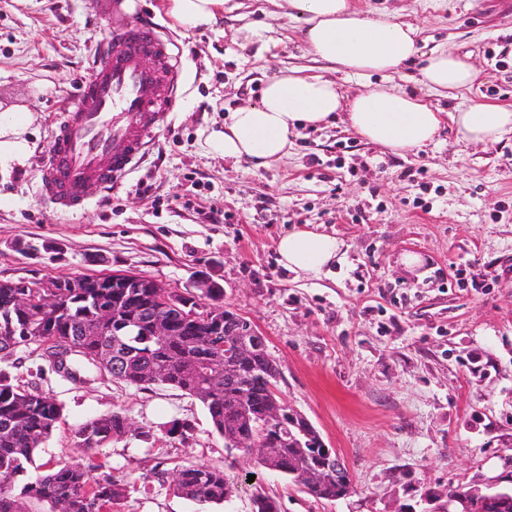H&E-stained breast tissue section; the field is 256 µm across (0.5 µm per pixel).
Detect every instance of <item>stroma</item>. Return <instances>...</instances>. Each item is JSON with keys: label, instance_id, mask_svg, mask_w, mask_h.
<instances>
[{"label": "stroma", "instance_id": "1", "mask_svg": "<svg viewBox=\"0 0 512 512\" xmlns=\"http://www.w3.org/2000/svg\"><path fill=\"white\" fill-rule=\"evenodd\" d=\"M102 0H0V115L27 112L29 151L0 169V279L135 272L171 288L204 280L265 337L278 389L353 478L336 501L228 451L197 400L140 390L84 372L73 381L25 350L0 370L53 396L63 419L28 478L57 464L105 462L129 486L121 512H399L421 495L446 504L512 474V135L483 147L441 129L437 143L396 154L361 140L346 113L291 139L262 168L212 153L228 112L257 102L265 82L305 68L348 97L394 86L443 112L459 104L512 106V0H356L367 16L419 28V48L468 56L474 83L455 96L427 90L420 60L365 82L316 61L286 0H226L218 25L187 31L166 0H125L130 18L162 27L180 65L160 70L178 106L118 190L85 189L87 207L58 212L37 192L52 132L91 78L110 20ZM264 28L265 43L240 30ZM335 236L340 259L312 276L284 268L278 240L294 229ZM417 256L416 265L404 262ZM482 281V289L471 286ZM119 412L128 435L87 452L73 433ZM190 426L169 434L172 422ZM205 462L238 484L231 501L173 494L175 466Z\"/></svg>", "mask_w": 512, "mask_h": 512}]
</instances>
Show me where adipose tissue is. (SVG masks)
I'll return each instance as SVG.
<instances>
[{
	"instance_id": "ef3b65f1",
	"label": "adipose tissue",
	"mask_w": 512,
	"mask_h": 512,
	"mask_svg": "<svg viewBox=\"0 0 512 512\" xmlns=\"http://www.w3.org/2000/svg\"><path fill=\"white\" fill-rule=\"evenodd\" d=\"M288 5L302 21L313 54L333 70L363 79L375 74L386 78L418 51L416 28L387 17H365L353 0H288ZM223 7L224 0H169L168 10L190 30L216 24ZM476 77L469 62L444 49L432 51L421 69L423 84L440 95H451ZM343 110L357 135L399 154L432 142L445 123L458 140L472 144H495L512 134V107L460 105L445 114L395 87L370 89L347 101L334 81L292 71L269 79L258 104L230 113L223 131L210 136L209 146L224 158L267 167L287 155L299 129L318 127ZM339 251L336 237L304 229L277 243L285 267L315 276Z\"/></svg>"
}]
</instances>
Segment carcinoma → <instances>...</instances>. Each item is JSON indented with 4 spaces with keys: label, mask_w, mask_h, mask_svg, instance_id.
Instances as JSON below:
<instances>
[{
    "label": "carcinoma",
    "mask_w": 512,
    "mask_h": 512,
    "mask_svg": "<svg viewBox=\"0 0 512 512\" xmlns=\"http://www.w3.org/2000/svg\"><path fill=\"white\" fill-rule=\"evenodd\" d=\"M110 280V275L56 278L62 285L61 314L53 326L46 328L39 291L18 290L12 287V280L1 279L0 354L10 355L19 348L46 352L71 346L74 351L67 364L69 378L75 380L82 368L103 371L102 365L112 356V346H119L123 351L121 371L116 374L108 369L106 374L140 390L166 387L195 398L207 410L213 429L227 446L237 435L250 431L258 433L262 448L272 441L279 443L283 456L278 473L300 485V471L313 462V457L297 447L295 430L289 424L260 429L265 400L280 401L270 390L277 386L278 370L262 357L246 370L247 380L238 385L221 381L216 389L209 374L184 367L192 357L207 362L224 355V319L232 314L224 308V289L206 288L198 295L188 288H169L164 283L158 288L104 286ZM96 283L100 287H94ZM18 291L28 295L29 303L23 308L8 306ZM105 299L116 313L117 335L99 336L89 342L80 336V331L94 325L98 307ZM168 301L192 316L188 323L177 326L186 334L179 345L158 343L147 335L150 319ZM131 317L140 322L134 336L127 335L126 320ZM62 416L63 408L53 397L16 384L9 374L0 372V512H57L63 501L68 503L69 512H119L128 485L109 473L94 475V471L103 468L101 464L84 467L63 463L16 489ZM124 421L126 417L119 412L89 419L75 430V443L87 450L102 448L113 438L130 433ZM177 471L180 480L171 488L181 498L200 504H222L235 493V484L221 467L192 463ZM308 494L318 500L334 501L340 498V488L329 476Z\"/></svg>",
    "instance_id": "carcinoma-1"
}]
</instances>
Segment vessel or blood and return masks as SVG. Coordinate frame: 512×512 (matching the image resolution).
Wrapping results in <instances>:
<instances>
[{
	"label": "vessel or blood",
	"mask_w": 512,
	"mask_h": 512,
	"mask_svg": "<svg viewBox=\"0 0 512 512\" xmlns=\"http://www.w3.org/2000/svg\"><path fill=\"white\" fill-rule=\"evenodd\" d=\"M167 36L153 24L114 29L95 51V70L52 137L37 190L57 209L86 204V183L109 188L135 168L176 106L158 96L156 66H172ZM153 59L155 68L145 66Z\"/></svg>",
	"instance_id": "b4317fda"
}]
</instances>
